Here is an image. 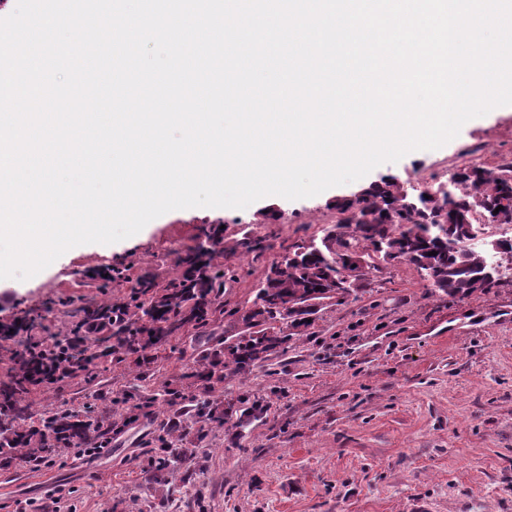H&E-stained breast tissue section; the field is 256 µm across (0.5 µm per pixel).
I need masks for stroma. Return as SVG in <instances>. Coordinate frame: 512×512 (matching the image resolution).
I'll use <instances>...</instances> for the list:
<instances>
[{"label": "stroma", "mask_w": 512, "mask_h": 512, "mask_svg": "<svg viewBox=\"0 0 512 512\" xmlns=\"http://www.w3.org/2000/svg\"><path fill=\"white\" fill-rule=\"evenodd\" d=\"M512 160V105L463 125L441 148L406 154L365 177L309 198L269 196L244 209L173 210L113 244L73 247L27 280L0 279V325L29 337L69 335L87 302H120L144 276L164 284L180 254L219 241L234 267L224 312L203 331L112 360L93 378L23 398L28 422L69 410L98 416L123 391L165 382L188 412L180 419L192 458L165 483L152 479L168 416L149 407L94 462L74 449L40 468L0 466V512H512V281L465 300L430 296L407 264L374 276L358 296L321 307L308 335L290 336L269 360L224 378L207 394L198 359L222 347L234 310L294 242L334 224L337 199L385 178L447 181L464 163ZM259 237L249 255L231 245ZM122 270V278L107 271ZM210 401L235 426L199 419Z\"/></svg>", "instance_id": "stroma-1"}]
</instances>
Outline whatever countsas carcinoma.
<instances>
[{
    "label": "carcinoma",
    "mask_w": 512,
    "mask_h": 512,
    "mask_svg": "<svg viewBox=\"0 0 512 512\" xmlns=\"http://www.w3.org/2000/svg\"><path fill=\"white\" fill-rule=\"evenodd\" d=\"M512 224V161L492 168L465 164L448 190L432 186L428 196L415 195L393 178L336 204V224L320 240L296 242L273 260L255 285L252 305L236 318L239 333L224 339L220 350L201 357L207 367L206 388L224 383V373L239 372L263 362L286 343L275 323L291 319L304 335L318 307L339 302L362 289L375 274L395 262L411 266L426 287L452 298L467 299L497 287L512 272L497 271L496 257L512 255V238L483 239L475 251L470 241L481 229ZM359 257V267L351 263ZM211 250H191L176 260L177 277L164 285L143 277L127 300L112 310L96 305L83 310L72 329L77 336L89 325L104 324V336L93 346L81 345L59 368L51 352L61 338L39 349L29 344L16 351L9 381L0 383V413H21L19 400L31 387L44 390L66 380L92 374L108 359L162 346L187 327L204 329L224 311L225 283L234 271L216 269ZM347 282L343 293L336 282ZM112 422L79 418L65 411L46 415L37 424L13 430L0 439V460L51 457L70 447H89Z\"/></svg>",
    "instance_id": "obj_1"
}]
</instances>
